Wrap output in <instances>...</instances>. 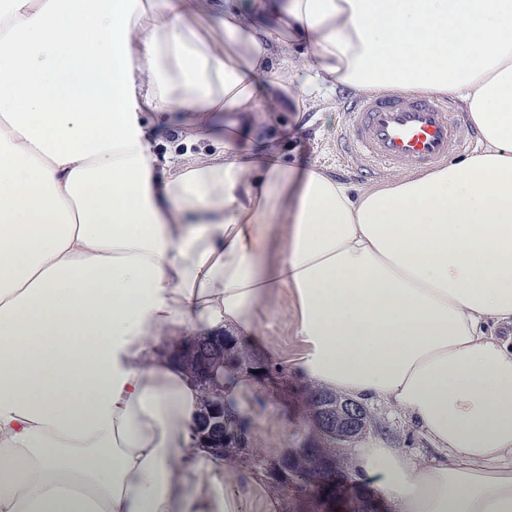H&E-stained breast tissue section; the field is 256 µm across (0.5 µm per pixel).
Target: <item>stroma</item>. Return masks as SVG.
<instances>
[{"mask_svg":"<svg viewBox=\"0 0 512 512\" xmlns=\"http://www.w3.org/2000/svg\"><path fill=\"white\" fill-rule=\"evenodd\" d=\"M349 96V90L340 89L322 109L280 112L271 130L276 133L288 128L287 152L297 163L327 168L347 183L365 184L368 176L344 169L337 155L346 131L344 109ZM294 321L293 298L286 292L277 293L263 308L258 339L248 343V350L259 358L268 352L288 362L296 360L302 346ZM313 389L312 383L300 377L275 374L267 388L253 396L247 411L252 447L265 449L267 457L273 458L287 449L317 446L321 435L307 405V395ZM363 404L369 426L356 440L337 445L336 454L343 465H350L355 449L370 447L381 438L392 447L421 457L432 456L433 446L419 428L376 400L367 398ZM369 495L366 482L349 478L335 495L314 499L290 496V512H353L358 500Z\"/></svg>","mask_w":512,"mask_h":512,"instance_id":"35a3bbf8","label":"stroma"}]
</instances>
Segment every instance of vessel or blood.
<instances>
[{
    "instance_id": "b4317fda",
    "label": "vessel or blood",
    "mask_w": 512,
    "mask_h": 512,
    "mask_svg": "<svg viewBox=\"0 0 512 512\" xmlns=\"http://www.w3.org/2000/svg\"><path fill=\"white\" fill-rule=\"evenodd\" d=\"M347 133L339 152L353 169L372 175L431 167L466 151L473 128L454 115L450 100L418 94L355 97L347 101Z\"/></svg>"
}]
</instances>
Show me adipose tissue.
I'll use <instances>...</instances> for the list:
<instances>
[{
	"instance_id": "adipose-tissue-1",
	"label": "adipose tissue",
	"mask_w": 512,
	"mask_h": 512,
	"mask_svg": "<svg viewBox=\"0 0 512 512\" xmlns=\"http://www.w3.org/2000/svg\"><path fill=\"white\" fill-rule=\"evenodd\" d=\"M0 0V512H243L162 351L290 292L296 372L436 455L358 449L393 512H512V0ZM455 99L479 147L353 186L265 135L336 88ZM183 135L165 159L156 127ZM209 142L212 153H193ZM286 231L279 256L274 229Z\"/></svg>"
}]
</instances>
